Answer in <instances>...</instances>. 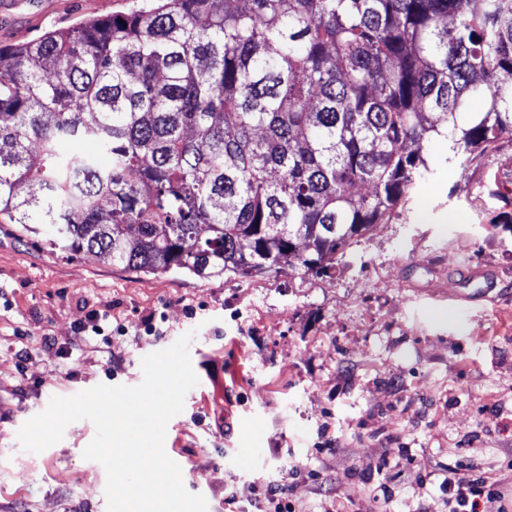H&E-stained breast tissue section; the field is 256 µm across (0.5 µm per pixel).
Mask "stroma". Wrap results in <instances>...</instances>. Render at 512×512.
<instances>
[{"label":"stroma","mask_w":512,"mask_h":512,"mask_svg":"<svg viewBox=\"0 0 512 512\" xmlns=\"http://www.w3.org/2000/svg\"><path fill=\"white\" fill-rule=\"evenodd\" d=\"M136 6L8 4L0 46ZM426 152L434 170L400 217L327 275L135 274L0 222V512H107L105 469L83 456L91 421L39 453L17 432L51 397L138 385L142 357L185 334L199 383L165 449L208 512H262L251 488L272 480L295 512H448L459 457L512 489V144L468 192L444 142ZM94 311L124 333L71 351Z\"/></svg>","instance_id":"1"}]
</instances>
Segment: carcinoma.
I'll return each instance as SVG.
<instances>
[{"label":"carcinoma","mask_w":512,"mask_h":512,"mask_svg":"<svg viewBox=\"0 0 512 512\" xmlns=\"http://www.w3.org/2000/svg\"><path fill=\"white\" fill-rule=\"evenodd\" d=\"M432 136L467 192L512 142V0H149L0 47V216L132 272L325 275Z\"/></svg>","instance_id":"cac0c4a2"}]
</instances>
